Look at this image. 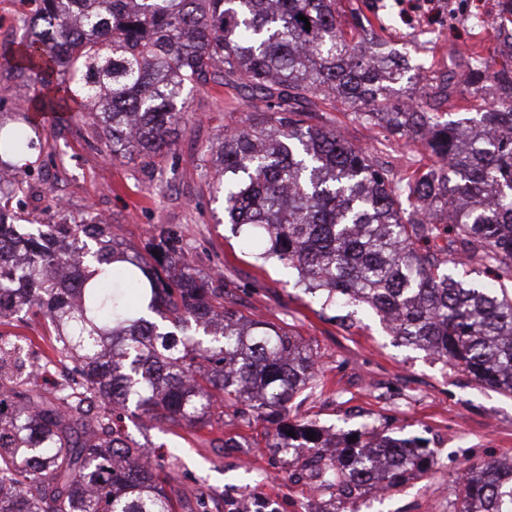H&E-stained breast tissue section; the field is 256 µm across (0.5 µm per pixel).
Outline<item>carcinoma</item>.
<instances>
[{"label":"carcinoma","instance_id":"1","mask_svg":"<svg viewBox=\"0 0 512 512\" xmlns=\"http://www.w3.org/2000/svg\"><path fill=\"white\" fill-rule=\"evenodd\" d=\"M16 3L15 74L46 89L35 110L77 107L91 146L114 158L154 167L179 137L191 91L211 81L251 89L263 106L207 150L243 247L267 244L264 255L296 270L313 300L365 304L400 343L512 395V292L454 276L466 258L512 280V61L493 68L475 53L400 103L389 85L404 78V57L363 25L346 31L336 0ZM487 86L489 107L440 120L441 106ZM312 98L421 143L434 163L394 175L316 122ZM38 137L32 124L0 131V173H13L0 180V321L43 319L78 378L24 389L36 365L0 333V512H175L170 474L118 424L131 405L151 422L188 425L224 406L275 415L266 447L291 453V477L346 512L367 491L429 476L434 456L414 438L336 441L290 418L288 404L317 386L316 355L224 304V279L200 276L176 241L124 250L93 212L27 228L32 169L11 159ZM438 239L437 254L428 244ZM452 512H512V461L461 468Z\"/></svg>","mask_w":512,"mask_h":512}]
</instances>
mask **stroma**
<instances>
[{"label": "stroma", "mask_w": 512, "mask_h": 512, "mask_svg": "<svg viewBox=\"0 0 512 512\" xmlns=\"http://www.w3.org/2000/svg\"><path fill=\"white\" fill-rule=\"evenodd\" d=\"M435 2L448 16L436 39H425L403 23L385 33L407 53L411 66L408 77L393 84L394 100L416 95L419 76L447 72L458 43L494 67L506 53L497 29L477 36L469 23L475 13L496 19L500 0ZM40 93L39 85L0 70V124L18 125L19 102ZM255 105L239 90L210 84L193 91L177 143L151 169L92 150L90 126L78 113H64L62 123L46 127L36 149L23 158L34 168L35 193L27 211L40 221L55 220L52 205L59 200L67 223L91 211L104 215L115 240L138 250L153 239L176 240L196 269L223 277L224 297L237 310L290 329L317 354L319 381L294 401L293 415L335 434L372 429L419 437L433 452L435 466L427 479L409 481L385 496L365 494L361 512H450L463 463L512 460V396L479 386L461 369L400 344L369 309L347 317L342 309L309 301L295 284L296 271L243 248L240 235L224 222V204L212 191L201 156L218 144L226 127L251 118ZM318 110L322 121L372 150L397 175L431 162L420 145H385V130L352 113L323 104ZM123 426L171 471L166 491L178 512H194L202 496L210 512H316L319 506L309 484L292 478L288 454L267 448L273 426L265 420L228 410L206 426H150L129 410Z\"/></svg>", "instance_id": "35a3bbf8"}]
</instances>
